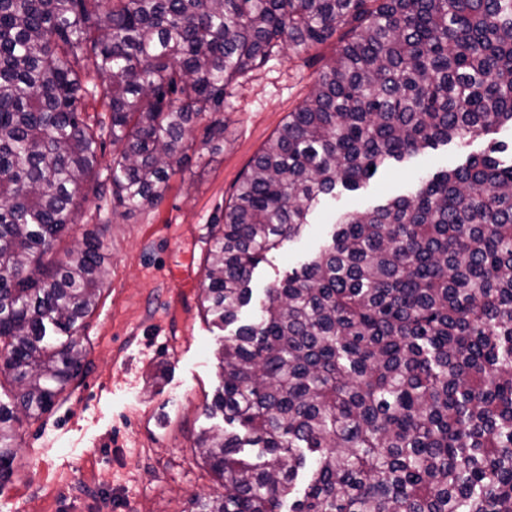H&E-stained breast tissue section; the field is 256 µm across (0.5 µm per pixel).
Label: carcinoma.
I'll list each match as a JSON object with an SVG mask.
<instances>
[{
	"label": "carcinoma",
	"instance_id": "carcinoma-1",
	"mask_svg": "<svg viewBox=\"0 0 512 512\" xmlns=\"http://www.w3.org/2000/svg\"><path fill=\"white\" fill-rule=\"evenodd\" d=\"M329 42L212 228L199 300L231 334L195 452L224 494L190 512H512V163L472 156L343 213L242 319L322 198L512 126V0H0V483L15 423L85 365L103 245L52 257L82 190L158 206L224 141L238 79Z\"/></svg>",
	"mask_w": 512,
	"mask_h": 512
}]
</instances>
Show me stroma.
<instances>
[{"instance_id":"obj_1","label":"stroma","mask_w":512,"mask_h":512,"mask_svg":"<svg viewBox=\"0 0 512 512\" xmlns=\"http://www.w3.org/2000/svg\"><path fill=\"white\" fill-rule=\"evenodd\" d=\"M332 45L298 58L279 55L236 85L224 114V141L190 154L154 209H113L88 196L54 249L98 235L108 276L82 332V377L52 409L17 426L19 448L0 512H186L192 496L224 491L194 452L219 383L222 331L199 305L212 224L221 218L251 159L310 90ZM500 144L512 156V129L428 148L381 168L354 191L321 200L305 232L256 270V296L324 243L340 215L411 192L419 178L457 167Z\"/></svg>"}]
</instances>
